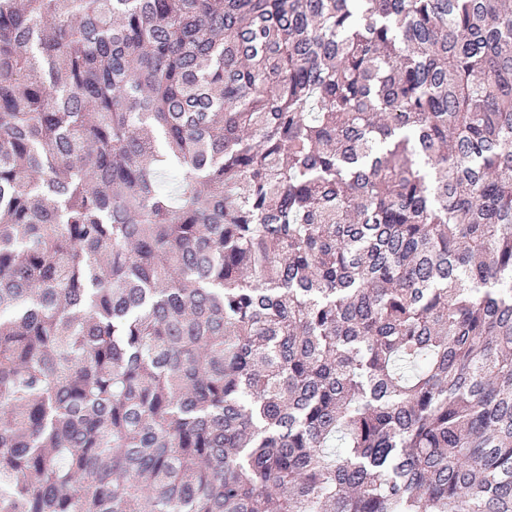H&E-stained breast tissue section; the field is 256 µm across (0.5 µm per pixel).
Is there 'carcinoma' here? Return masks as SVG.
<instances>
[{
	"label": "carcinoma",
	"mask_w": 512,
	"mask_h": 512,
	"mask_svg": "<svg viewBox=\"0 0 512 512\" xmlns=\"http://www.w3.org/2000/svg\"><path fill=\"white\" fill-rule=\"evenodd\" d=\"M0 512H512V4L0 0Z\"/></svg>",
	"instance_id": "carcinoma-1"
}]
</instances>
